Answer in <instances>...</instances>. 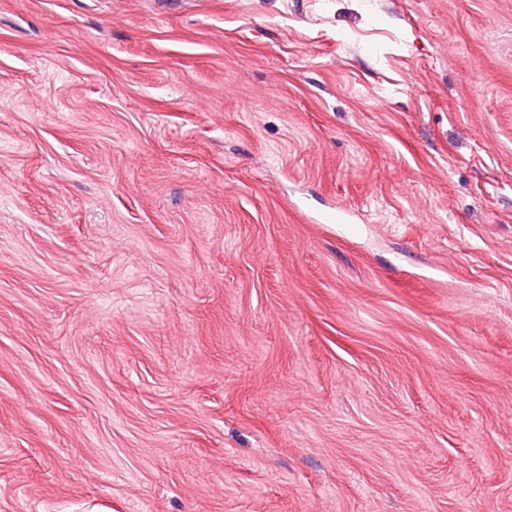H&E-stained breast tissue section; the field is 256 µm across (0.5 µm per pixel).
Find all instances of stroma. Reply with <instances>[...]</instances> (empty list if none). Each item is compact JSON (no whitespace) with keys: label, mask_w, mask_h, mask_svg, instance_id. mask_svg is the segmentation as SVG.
Wrapping results in <instances>:
<instances>
[{"label":"stroma","mask_w":512,"mask_h":512,"mask_svg":"<svg viewBox=\"0 0 512 512\" xmlns=\"http://www.w3.org/2000/svg\"><path fill=\"white\" fill-rule=\"evenodd\" d=\"M0 512H512V0H0Z\"/></svg>","instance_id":"35a3bbf8"}]
</instances>
